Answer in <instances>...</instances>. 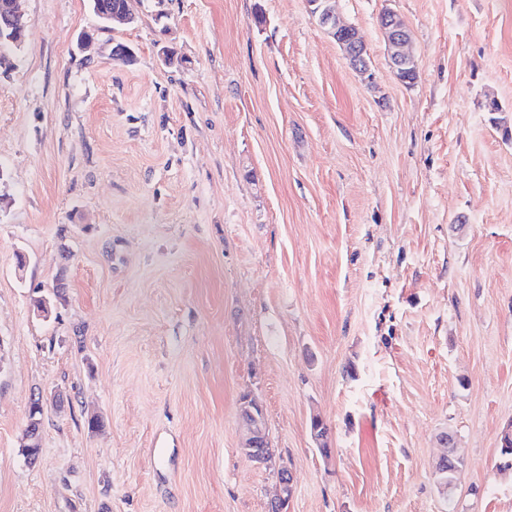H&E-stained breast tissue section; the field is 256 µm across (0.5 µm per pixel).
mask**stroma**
Segmentation results:
<instances>
[{
  "label": "stroma",
  "mask_w": 512,
  "mask_h": 512,
  "mask_svg": "<svg viewBox=\"0 0 512 512\" xmlns=\"http://www.w3.org/2000/svg\"><path fill=\"white\" fill-rule=\"evenodd\" d=\"M128 5L20 0L0 68V512H512V0H336L367 77L308 0ZM385 16L386 13L382 19ZM381 27L385 33L386 42L390 50L392 72L399 81L406 82L409 75L413 71H417L415 58L405 49L411 40L410 32L391 13L386 16L385 24L381 25ZM250 399H243L239 406V416L247 429L241 448L246 456L262 463V459L256 456V449L266 439L265 419L261 408H254L249 402Z\"/></svg>",
  "instance_id": "1"
}]
</instances>
